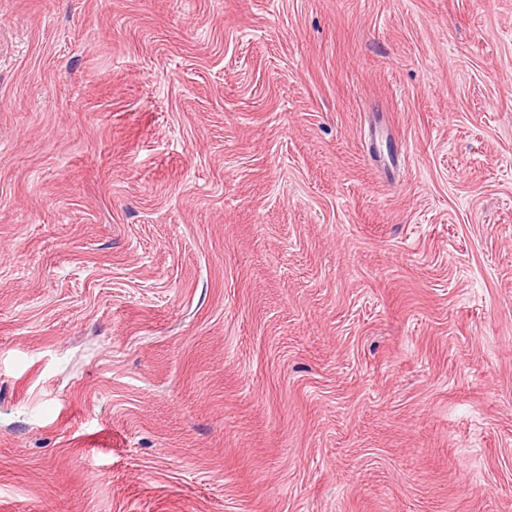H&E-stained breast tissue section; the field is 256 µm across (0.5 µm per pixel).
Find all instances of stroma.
Wrapping results in <instances>:
<instances>
[{
    "label": "stroma",
    "instance_id": "1",
    "mask_svg": "<svg viewBox=\"0 0 512 512\" xmlns=\"http://www.w3.org/2000/svg\"><path fill=\"white\" fill-rule=\"evenodd\" d=\"M0 512H512V0H0Z\"/></svg>",
    "mask_w": 512,
    "mask_h": 512
}]
</instances>
